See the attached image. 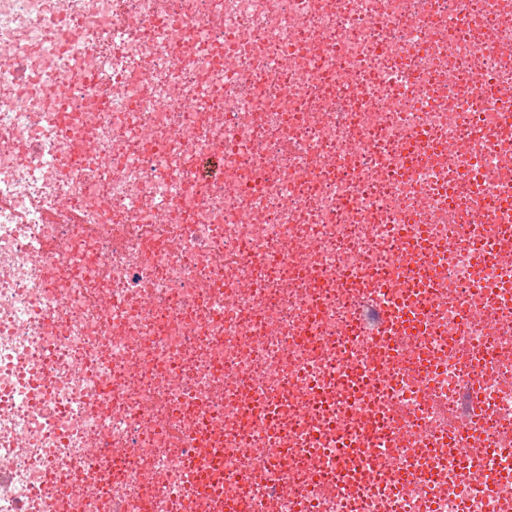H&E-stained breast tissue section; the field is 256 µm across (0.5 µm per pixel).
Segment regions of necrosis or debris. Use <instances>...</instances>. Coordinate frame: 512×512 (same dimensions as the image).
I'll return each mask as SVG.
<instances>
[{
  "label": "necrosis or debris",
  "mask_w": 512,
  "mask_h": 512,
  "mask_svg": "<svg viewBox=\"0 0 512 512\" xmlns=\"http://www.w3.org/2000/svg\"><path fill=\"white\" fill-rule=\"evenodd\" d=\"M506 88L512 0H0V512H512ZM417 325V317L413 310L398 314L393 321L391 336H389L391 343L409 345L416 333Z\"/></svg>",
  "instance_id": "4bbe7bcc"
}]
</instances>
